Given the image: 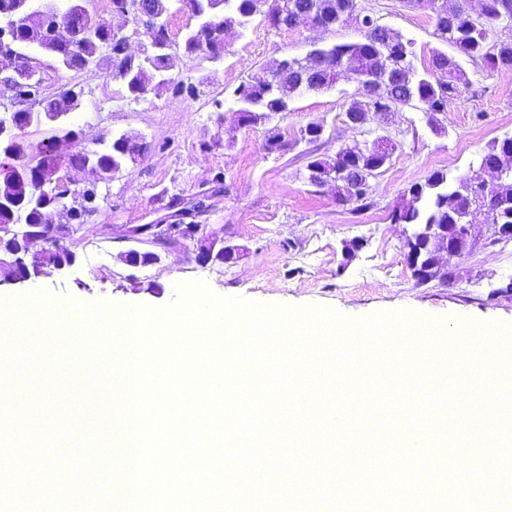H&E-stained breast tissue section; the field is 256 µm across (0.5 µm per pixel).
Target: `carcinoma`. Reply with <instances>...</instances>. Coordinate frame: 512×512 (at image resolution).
Masks as SVG:
<instances>
[{
	"label": "carcinoma",
	"mask_w": 512,
	"mask_h": 512,
	"mask_svg": "<svg viewBox=\"0 0 512 512\" xmlns=\"http://www.w3.org/2000/svg\"><path fill=\"white\" fill-rule=\"evenodd\" d=\"M135 2L145 16L157 17L164 23L158 30L146 27L141 31L144 49L137 55L112 43L110 29L95 40L84 38L86 17L76 11L67 16L70 38L59 40L53 36L55 16L36 11L33 0H0V21L20 12L31 13L13 30L8 45L20 59L19 94L33 93L37 97L33 109L26 106L24 99H18L14 110L0 113V125L20 130L33 125L49 128V136L35 144L21 136L0 140V226H38L46 242L40 261L47 265L72 253L65 244V234L45 223L43 215L51 209L54 199L50 180L56 140L82 135L62 123L65 115L80 107V92L69 89L59 95L48 94L43 79L31 82L32 72L23 66L35 45L58 70L78 71L88 60L98 65L108 61L112 79L121 81L127 94L135 99L159 89L182 92L184 83L171 74L173 42L166 26L173 0ZM354 3L355 0H184L198 23L185 32L182 48L188 55L206 52L209 59L216 61L224 57L225 39L257 15L277 29H297L309 21L329 30L343 22V13ZM507 19L512 20V0H486V15L480 22L472 21L463 10L454 18L437 12L435 35L451 45L455 54L432 50L430 72L424 75L414 67L413 42L370 19L362 25V40L315 49L294 60L289 70L285 69V60L276 59L267 65V80L239 85L234 91L237 108L231 130L265 125L277 115H287L295 94L329 89L341 74L364 88V98L351 102L346 113L385 114L417 102L422 105L428 124L437 130V115L471 85L459 58L479 61L489 70L512 69V41H490L495 29ZM323 130V124L310 122L293 142L272 133L264 140L263 150L280 154L302 141L315 144ZM147 149L148 145L131 143L120 135L95 149L93 158L104 170L122 171ZM395 149V143L389 140L380 152L358 144L340 149L332 158L314 156L309 151L308 181L318 188L334 189L338 203L364 209L370 205V179L385 167ZM481 166L493 184L476 182L468 176L452 182L447 172L436 170L409 187L408 198L393 215L395 223L411 226L413 249L419 260L415 275L418 283L448 282L443 256H432L427 247L433 228L447 232L451 243L455 238L452 225L462 224L466 215L480 211L486 223L493 225L497 239L512 240L508 231L512 226V138L491 143L481 155Z\"/></svg>",
	"instance_id": "1"
}]
</instances>
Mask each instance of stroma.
I'll return each mask as SVG.
<instances>
[{"mask_svg": "<svg viewBox=\"0 0 512 512\" xmlns=\"http://www.w3.org/2000/svg\"><path fill=\"white\" fill-rule=\"evenodd\" d=\"M433 0L403 6L401 0H356V11L399 31L414 42V65L426 73L434 34ZM349 19L329 31L275 29L254 18L232 35L223 59L177 54L174 75L191 92L162 91L128 97L113 80L110 66L82 71L55 70L41 57L40 71L49 92L81 90L75 121L84 136L66 149L78 154L93 139L126 134L148 143L144 158L122 176L99 184L100 211L71 239L77 261L66 273H51L23 283L0 285V296L43 289L61 304L97 305L102 312L128 305L162 306L175 284L204 282L212 293L264 305L320 306L349 319L407 310L462 325L492 324L498 333L512 330V240H495L483 214L472 217V248L463 256L445 255L452 274L448 284H418L405 257L411 228L394 223L392 212L407 189L436 170L456 179L469 174L492 141L512 137V70L490 71L463 61L471 87L439 114L441 131L423 112L404 107L388 115H370L351 127L345 115L359 94L355 82L339 78L332 89L294 96L286 116L270 127L294 150L266 154L267 128L231 131L233 94L244 82L266 74L267 65L284 57H305L320 46L359 40ZM325 126L315 147L299 140L310 122ZM383 135L397 145L389 163L371 179V205L360 211L336 201L333 190L311 187L306 179L307 150L333 157L343 147ZM223 173L225 187L212 179ZM206 195L200 223L218 240L238 246L233 264L202 263L193 249L163 252L158 264L131 268L118 254L128 227L162 223L172 196ZM353 253H346L347 244Z\"/></svg>", "mask_w": 512, "mask_h": 512, "instance_id": "35a3bbf8", "label": "stroma"}]
</instances>
